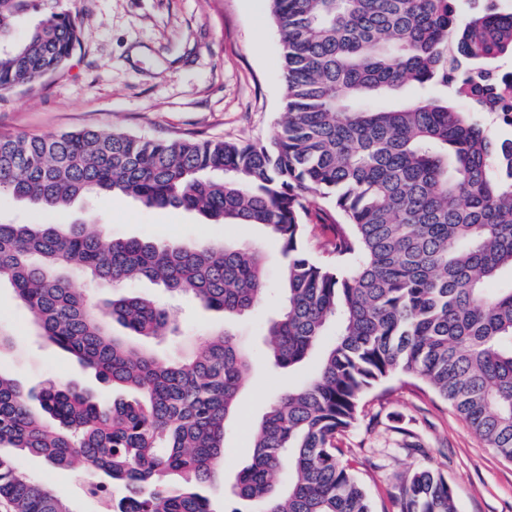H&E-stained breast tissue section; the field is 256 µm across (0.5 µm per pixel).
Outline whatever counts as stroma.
<instances>
[{"label": "stroma", "instance_id": "stroma-1", "mask_svg": "<svg viewBox=\"0 0 512 512\" xmlns=\"http://www.w3.org/2000/svg\"><path fill=\"white\" fill-rule=\"evenodd\" d=\"M72 15L83 33L80 47L55 75L0 91V134L50 135L84 128L146 138L190 137L254 141L276 138L283 119L280 34L268 0H31L17 35L53 14ZM82 220L115 238L153 237L186 243L201 238L263 248L270 284H277L280 253L265 228L211 224L199 213L147 209L132 199L93 195L64 213H41L27 202L0 197V223ZM280 306L278 291L254 311L235 318L233 330L253 361L224 439V468L205 493L214 512H249L232 492L235 476L250 464L253 429L269 403L308 380L316 358L280 369L266 358V326ZM181 332L157 347L162 355L222 328L223 312L191 299L179 302ZM0 331L16 347L0 352V372L24 388L78 381L96 394L104 388L80 374L72 356L42 341L9 287L0 288ZM383 399L367 397L356 424L341 439L374 512H397L394 497L410 470H441L455 491L457 512H512V463L472 435L447 402L430 397L412 379L396 374ZM22 470L48 484L73 510L95 512L78 474L23 458Z\"/></svg>", "mask_w": 512, "mask_h": 512}]
</instances>
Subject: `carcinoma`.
Segmentation results:
<instances>
[{
  "mask_svg": "<svg viewBox=\"0 0 512 512\" xmlns=\"http://www.w3.org/2000/svg\"><path fill=\"white\" fill-rule=\"evenodd\" d=\"M281 32L287 96L280 132L262 143L150 139L82 129L0 135V194L49 212L116 194L146 208L253 224L280 249L281 305L267 328L279 368L316 349L314 376L279 394L254 432L234 495L256 512H372L336 439L367 391L411 375L512 461V139L472 117L512 113V9L461 22L455 0H268ZM29 0H0V90L64 67L81 30L59 13L15 36ZM412 86L411 99L378 101ZM464 100L469 111L458 108ZM327 224V260L306 239ZM114 288L147 279L235 318L265 293L255 247L114 239L95 224H0L7 283L40 336L107 387L25 390L0 372V498L13 512H72L28 478L20 458L120 488L112 512H215L203 486L224 465L228 419L251 361L229 326L195 350L160 357L178 312L115 294L96 303L71 273ZM398 512H456L446 476L408 473Z\"/></svg>",
  "mask_w": 512,
  "mask_h": 512,
  "instance_id": "obj_1",
  "label": "carcinoma"
}]
</instances>
